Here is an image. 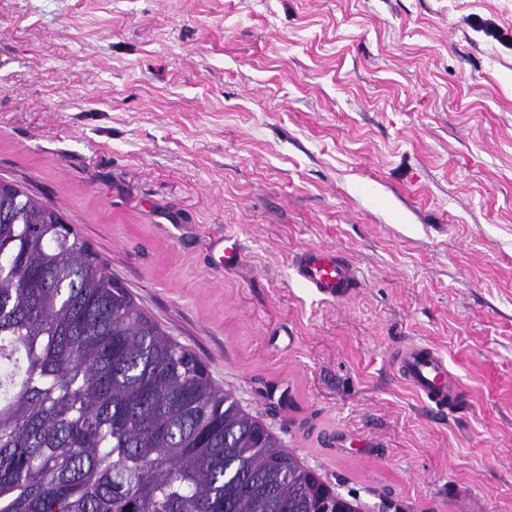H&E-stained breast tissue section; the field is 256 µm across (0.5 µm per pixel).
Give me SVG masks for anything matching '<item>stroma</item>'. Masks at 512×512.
Masks as SVG:
<instances>
[{
  "label": "stroma",
  "instance_id": "obj_1",
  "mask_svg": "<svg viewBox=\"0 0 512 512\" xmlns=\"http://www.w3.org/2000/svg\"><path fill=\"white\" fill-rule=\"evenodd\" d=\"M474 14L512 35V0H0V179L352 503L512 512V44ZM298 279L323 299L344 300L358 280L355 266L337 252H304L294 267ZM395 364L399 376L439 410H452L459 404L448 363L437 352L422 345L402 348Z\"/></svg>",
  "mask_w": 512,
  "mask_h": 512
}]
</instances>
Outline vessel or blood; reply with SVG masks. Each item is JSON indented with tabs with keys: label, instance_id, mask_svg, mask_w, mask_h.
<instances>
[{
	"label": "vessel or blood",
	"instance_id": "obj_1",
	"mask_svg": "<svg viewBox=\"0 0 512 512\" xmlns=\"http://www.w3.org/2000/svg\"><path fill=\"white\" fill-rule=\"evenodd\" d=\"M298 279L324 299L344 300L355 285V266L340 254L314 249L304 252L294 267ZM395 364L399 376L439 410L457 407L456 387L445 359L421 345L402 348Z\"/></svg>",
	"mask_w": 512,
	"mask_h": 512
}]
</instances>
